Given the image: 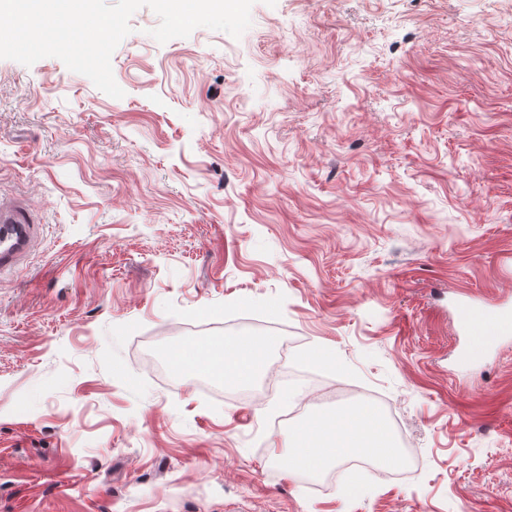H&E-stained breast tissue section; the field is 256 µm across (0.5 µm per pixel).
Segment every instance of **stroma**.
I'll return each mask as SVG.
<instances>
[{
  "instance_id": "stroma-1",
  "label": "stroma",
  "mask_w": 512,
  "mask_h": 512,
  "mask_svg": "<svg viewBox=\"0 0 512 512\" xmlns=\"http://www.w3.org/2000/svg\"><path fill=\"white\" fill-rule=\"evenodd\" d=\"M115 99L0 59V200L39 220L0 278V512H512V343L460 367V294L512 302V0H255L158 43ZM284 344L273 391L154 369ZM395 413L418 454L317 488L302 418Z\"/></svg>"
}]
</instances>
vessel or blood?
<instances>
[{"instance_id": "obj_1", "label": "vessel or blood", "mask_w": 512, "mask_h": 512, "mask_svg": "<svg viewBox=\"0 0 512 512\" xmlns=\"http://www.w3.org/2000/svg\"><path fill=\"white\" fill-rule=\"evenodd\" d=\"M38 224L26 203L0 202V272L16 268L37 235ZM455 317L466 341L457 352L463 366L483 363L504 341L512 339V308L500 302H485L464 295Z\"/></svg>"}]
</instances>
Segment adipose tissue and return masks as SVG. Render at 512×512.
I'll list each match as a JSON object with an SVG mask.
<instances>
[{"instance_id":"obj_1","label":"adipose tissue","mask_w":512,"mask_h":512,"mask_svg":"<svg viewBox=\"0 0 512 512\" xmlns=\"http://www.w3.org/2000/svg\"><path fill=\"white\" fill-rule=\"evenodd\" d=\"M171 361L187 374H220L222 380L246 384L257 366L266 364L268 346L252 338H233L231 347L208 339L182 345L171 352ZM350 457H365L388 465L397 460V450L384 434L383 424L370 407L344 409L328 418H311L297 429L285 462L301 471H318Z\"/></svg>"}]
</instances>
